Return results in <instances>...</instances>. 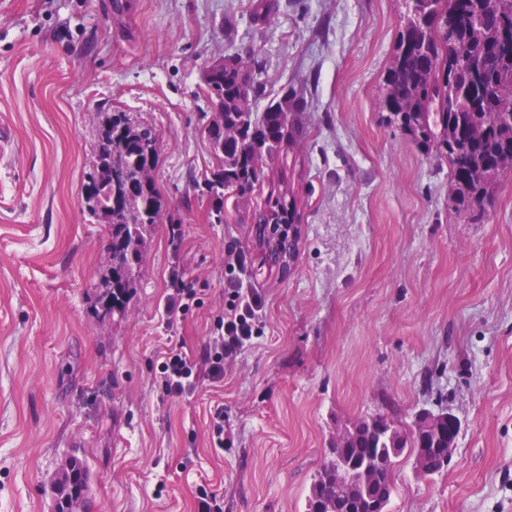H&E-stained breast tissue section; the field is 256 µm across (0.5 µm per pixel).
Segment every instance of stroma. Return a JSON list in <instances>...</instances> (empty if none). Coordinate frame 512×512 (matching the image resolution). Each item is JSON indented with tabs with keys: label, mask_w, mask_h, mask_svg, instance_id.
I'll return each instance as SVG.
<instances>
[{
	"label": "stroma",
	"mask_w": 512,
	"mask_h": 512,
	"mask_svg": "<svg viewBox=\"0 0 512 512\" xmlns=\"http://www.w3.org/2000/svg\"><path fill=\"white\" fill-rule=\"evenodd\" d=\"M112 2L0 0V512H47L73 456L90 471L83 512H195L202 483L224 512H305L337 421L442 408L462 422L457 452L426 480L404 453L391 512H512V174L481 216L456 214L447 161L386 125L402 0H129L124 16ZM243 49L270 94L307 103L253 196L284 180L297 200L285 273L203 190L200 73ZM104 112L160 138L164 217L121 314L100 300L112 227L83 201ZM230 244L264 333L223 380L168 397L170 349L195 357L218 335ZM175 274L195 300L171 321Z\"/></svg>",
	"instance_id": "stroma-1"
}]
</instances>
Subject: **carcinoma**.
Segmentation results:
<instances>
[{
  "label": "carcinoma",
  "mask_w": 512,
  "mask_h": 512,
  "mask_svg": "<svg viewBox=\"0 0 512 512\" xmlns=\"http://www.w3.org/2000/svg\"><path fill=\"white\" fill-rule=\"evenodd\" d=\"M399 37L383 79L379 111L386 125L406 132L416 145L448 161L454 208L483 211L500 178L512 172V0H404ZM203 80L213 112L206 133L219 160L205 179L217 212L248 210L258 186L288 141H297L303 97L285 87L273 98L256 74L250 52L217 60ZM155 130L114 112L99 126L100 168L86 184V209L112 221V311L124 309L144 232L160 222L163 203L154 183ZM350 447L339 450L358 463L388 448L382 434H402L403 448H430L413 426L381 418L353 422ZM321 495L340 501L337 512H361L359 500L336 491L332 469L314 478ZM395 492L389 471L374 493L389 512Z\"/></svg>",
  "instance_id": "obj_1"
}]
</instances>
